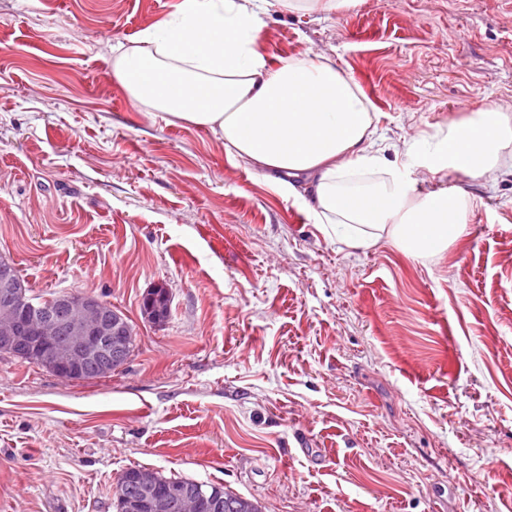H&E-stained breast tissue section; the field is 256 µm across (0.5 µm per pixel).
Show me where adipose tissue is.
<instances>
[{
  "mask_svg": "<svg viewBox=\"0 0 512 512\" xmlns=\"http://www.w3.org/2000/svg\"><path fill=\"white\" fill-rule=\"evenodd\" d=\"M269 0H181L139 39L111 46L112 74L143 111L209 130L235 162L266 178L301 179L305 207L352 249L392 243L413 259L463 236L468 192L423 191L408 176L461 172L478 181L512 174V117L494 104L450 122L423 154L402 140L405 165L387 159L379 118L360 86L330 57L271 58L257 47Z\"/></svg>",
  "mask_w": 512,
  "mask_h": 512,
  "instance_id": "ef3b65f1",
  "label": "adipose tissue"
}]
</instances>
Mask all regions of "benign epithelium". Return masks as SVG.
Here are the masks:
<instances>
[{"label":"benign epithelium","mask_w":512,"mask_h":512,"mask_svg":"<svg viewBox=\"0 0 512 512\" xmlns=\"http://www.w3.org/2000/svg\"><path fill=\"white\" fill-rule=\"evenodd\" d=\"M171 297L156 285L145 298L144 314L167 320ZM134 343L129 323L107 303L71 293L51 305L36 301L9 279L0 280V346L32 363L74 380L88 366L122 364ZM157 473L141 469L117 479L125 512H224V497L200 484L158 487Z\"/></svg>","instance_id":"obj_1"}]
</instances>
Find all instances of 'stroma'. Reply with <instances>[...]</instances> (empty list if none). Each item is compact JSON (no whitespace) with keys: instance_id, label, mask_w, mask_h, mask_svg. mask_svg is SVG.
Masks as SVG:
<instances>
[{"instance_id":"1","label":"stroma","mask_w":512,"mask_h":512,"mask_svg":"<svg viewBox=\"0 0 512 512\" xmlns=\"http://www.w3.org/2000/svg\"><path fill=\"white\" fill-rule=\"evenodd\" d=\"M176 3L0 0V257L32 296L93 295L135 336L100 379L0 353V512H115L130 467L261 512H512V176L445 178L472 200L442 257L348 248L113 79L109 45ZM261 19L269 56L351 76L388 142L512 108V0ZM145 296V316L155 323L166 321L171 313V297L167 288L156 285Z\"/></svg>"}]
</instances>
